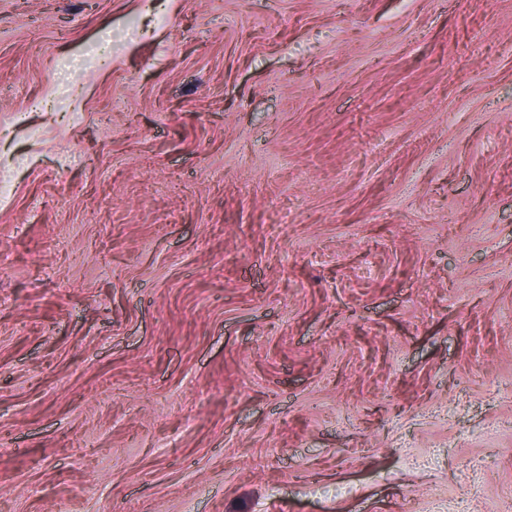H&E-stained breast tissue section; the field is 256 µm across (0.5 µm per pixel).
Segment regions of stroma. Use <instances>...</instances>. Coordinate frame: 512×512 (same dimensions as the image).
I'll return each mask as SVG.
<instances>
[{
  "label": "stroma",
  "mask_w": 512,
  "mask_h": 512,
  "mask_svg": "<svg viewBox=\"0 0 512 512\" xmlns=\"http://www.w3.org/2000/svg\"><path fill=\"white\" fill-rule=\"evenodd\" d=\"M11 155L0 512H512V0H0Z\"/></svg>",
  "instance_id": "obj_1"
}]
</instances>
